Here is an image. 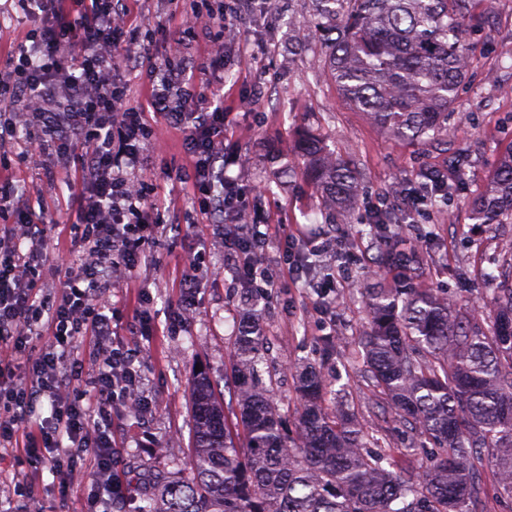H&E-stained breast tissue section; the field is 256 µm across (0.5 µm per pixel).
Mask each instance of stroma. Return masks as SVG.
<instances>
[{
    "label": "stroma",
    "mask_w": 512,
    "mask_h": 512,
    "mask_svg": "<svg viewBox=\"0 0 512 512\" xmlns=\"http://www.w3.org/2000/svg\"><path fill=\"white\" fill-rule=\"evenodd\" d=\"M209 6L210 0H131V16L144 26L154 63L165 58L182 15ZM475 11L483 17V29L467 40L470 77L450 120L455 137L446 145L393 143L341 101L320 71L321 45L307 23V0H278L273 16L253 0L239 18L226 22L222 40L200 30L184 40L182 52L196 67V82L224 93V161L229 175L248 193L257 223L288 227L287 237L270 241L261 252L263 265L276 271L280 281L260 303L267 336L263 376L270 379V394L287 421H295L300 409L296 363L308 356L346 388L349 405L370 435L387 438L392 433L356 357V336L366 317L356 285L365 279L385 284L391 280L390 272L373 260L369 235L374 215L399 201L398 194L390 193L391 185L407 191L421 172H447L456 185L447 206L434 211L418 205L407 225L393 228L392 238L403 252H431L428 285L478 309L487 300L488 284L479 273L491 269L502 244L512 239V224L492 229L472 224L467 201L491 178L498 152L512 145V0H479ZM292 17L300 36L293 46L288 43ZM35 25L14 0H0V59L24 42ZM219 54L223 68H209ZM149 120V153L156 158L150 200L158 228L150 259L131 277L115 280L110 290V300L122 316L146 312L154 329L152 335L133 336L118 324L112 335L114 344L140 350L136 365L145 383V407L129 404L112 410V443L120 451L114 473L128 491L125 512H136L143 490L162 474L185 467L191 454L192 371L204 366L217 380L230 374L232 314L246 288L228 269L224 242L211 231V216L201 211L194 165L181 134L162 116L153 114ZM302 126L318 129L342 156L360 164L363 193L348 219L335 221L319 211L302 172H294L284 188H263L269 178V149L290 154ZM79 176L76 161L60 153L50 152L41 168L32 169L21 161L18 148H0V182H13L21 202L53 214L57 224L51 242L63 253L79 248L67 221V184ZM326 241L333 249L321 256L329 273L321 299L305 280L288 278L284 257H301ZM200 254L208 275L194 296L190 324L179 329L171 324L173 308L183 280L194 273L191 261ZM17 480L31 487L33 512H55L62 499L68 512L89 510L86 496L76 489L64 491L44 464L13 453L0 455V481Z\"/></svg>",
    "instance_id": "1"
}]
</instances>
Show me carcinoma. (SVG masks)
<instances>
[{"label": "carcinoma", "instance_id": "obj_1", "mask_svg": "<svg viewBox=\"0 0 512 512\" xmlns=\"http://www.w3.org/2000/svg\"><path fill=\"white\" fill-rule=\"evenodd\" d=\"M478 2L312 0L325 46L321 70L391 141H448ZM296 159L321 209H354L360 170L318 131H296ZM455 190L436 170L414 186L433 205ZM469 207L477 224L512 223V147ZM391 224L388 211L373 223L376 263L400 265L406 278L397 288L359 284L367 320L357 346L364 377L398 435L410 447H436L421 471L392 470L387 449L369 439L349 407L327 411V381L313 366L299 374L303 405L296 434L288 433L269 391L258 386L264 334L255 302L239 310L232 341L241 432H231L208 372L195 373V446L186 472L158 479L137 512H483L475 461L484 456L495 493L512 499V241L486 273L492 288L482 326L469 303L424 283V257L391 247Z\"/></svg>", "mask_w": 512, "mask_h": 512}]
</instances>
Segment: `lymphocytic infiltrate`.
I'll return each mask as SVG.
<instances>
[{
    "instance_id": "f902f5d3",
    "label": "lymphocytic infiltrate",
    "mask_w": 512,
    "mask_h": 512,
    "mask_svg": "<svg viewBox=\"0 0 512 512\" xmlns=\"http://www.w3.org/2000/svg\"><path fill=\"white\" fill-rule=\"evenodd\" d=\"M38 20L26 43L0 67V142L11 141L36 164L47 150L80 158L81 177L68 190L75 201L71 228L89 260L68 269L58 287H38L54 220L31 208L0 229V447L24 452L68 482H90L91 506L112 512L127 491L114 478V404L138 395L141 377L130 350L108 343L117 316L104 294L116 274L134 271L153 229L147 211L151 161L143 145L151 130L142 110L125 104L116 85V60L139 66L152 60L148 41L112 0H23ZM23 98L16 109L12 98ZM178 107H171L172 98ZM152 111L180 131L193 160L196 188L216 224L233 274L256 281L259 251L268 235L244 219L235 181L216 167L227 116L221 101L194 85L189 68L173 58L156 68ZM29 241L21 251L20 241ZM90 338L95 368L80 379L71 352ZM83 380L76 388L75 380ZM50 414L36 418L39 404ZM92 449L89 472L74 464Z\"/></svg>"
}]
</instances>
